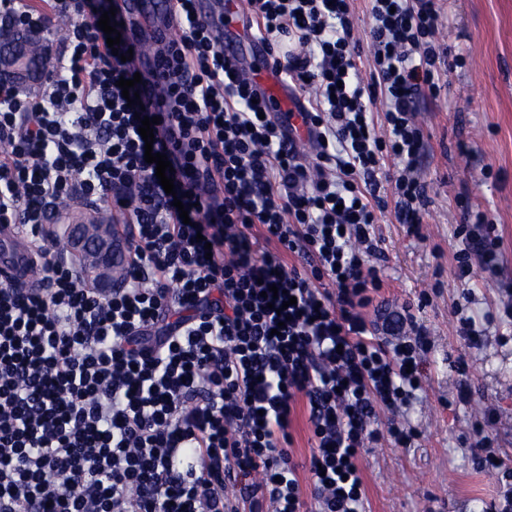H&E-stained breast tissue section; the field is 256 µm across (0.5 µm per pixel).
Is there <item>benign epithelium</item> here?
<instances>
[{
    "label": "benign epithelium",
    "instance_id": "obj_1",
    "mask_svg": "<svg viewBox=\"0 0 512 512\" xmlns=\"http://www.w3.org/2000/svg\"><path fill=\"white\" fill-rule=\"evenodd\" d=\"M44 28L34 27L22 36L1 32L0 40L9 43L0 52V73L8 75L19 84L38 80L41 68L30 59L27 41L30 37L41 38ZM68 241L72 242V258L83 268L92 287H108L107 277L112 273V231L107 224L90 219L67 218L64 222Z\"/></svg>",
    "mask_w": 512,
    "mask_h": 512
}]
</instances>
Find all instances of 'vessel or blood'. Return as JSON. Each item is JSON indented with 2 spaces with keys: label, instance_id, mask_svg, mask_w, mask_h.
Listing matches in <instances>:
<instances>
[{
  "label": "vessel or blood",
  "instance_id": "b4317fda",
  "mask_svg": "<svg viewBox=\"0 0 512 512\" xmlns=\"http://www.w3.org/2000/svg\"><path fill=\"white\" fill-rule=\"evenodd\" d=\"M196 5L199 13L214 24L225 55L238 54L244 41L262 55L264 46L259 36L242 22V0H197ZM119 6L136 23V41L152 43L155 36L168 28L169 0H119ZM246 72L280 111L300 112V104L279 82L269 58L262 55L260 62L247 65ZM32 260L30 239L21 226L0 224V282L33 285Z\"/></svg>",
  "mask_w": 512,
  "mask_h": 512
}]
</instances>
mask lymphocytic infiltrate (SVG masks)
Returning a JSON list of instances; mask_svg holds the SVG:
<instances>
[{"instance_id":"1","label":"lymphocytic infiltrate","mask_w":512,"mask_h":512,"mask_svg":"<svg viewBox=\"0 0 512 512\" xmlns=\"http://www.w3.org/2000/svg\"><path fill=\"white\" fill-rule=\"evenodd\" d=\"M171 2L179 35L155 38L159 98L142 108L118 85L137 71L121 59L127 18L110 20L114 49L98 26L116 0H0L9 29L69 21L38 92L0 80V223L29 235L42 282L0 286V512H365L359 457L416 439L398 418L431 347L411 315L371 324L364 311L383 284L379 213L416 236L427 206L417 112L445 86L437 0H369L367 87L352 0H245L246 22L282 52L276 72L307 98L311 163L196 0ZM139 111L160 119L153 145ZM149 147L171 162L174 194ZM385 157L395 175L381 176ZM77 201L109 203L129 228L111 292L84 287L44 230ZM459 236L458 279L493 272L489 216ZM301 403L307 495L289 450Z\"/></svg>"}]
</instances>
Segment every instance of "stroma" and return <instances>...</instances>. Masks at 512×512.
I'll return each instance as SVG.
<instances>
[{
  "label": "stroma",
  "instance_id": "35a3bbf8",
  "mask_svg": "<svg viewBox=\"0 0 512 512\" xmlns=\"http://www.w3.org/2000/svg\"><path fill=\"white\" fill-rule=\"evenodd\" d=\"M447 17L439 37L464 63L448 69L439 98H424L421 177L428 205L420 236L408 235L392 210L375 229L387 257L377 302L407 307L432 345L426 378L408 419L418 431L411 447L391 443L360 458L366 512H485L499 503L512 474V327L491 325L482 347H470L452 316L464 293L468 314H493L512 286V0H441ZM488 211L500 237L499 273L456 276L454 231L460 201ZM468 400L458 397L460 382ZM496 421L478 431L486 407ZM489 435L499 460L482 468L471 447Z\"/></svg>",
  "mask_w": 512,
  "mask_h": 512
}]
</instances>
